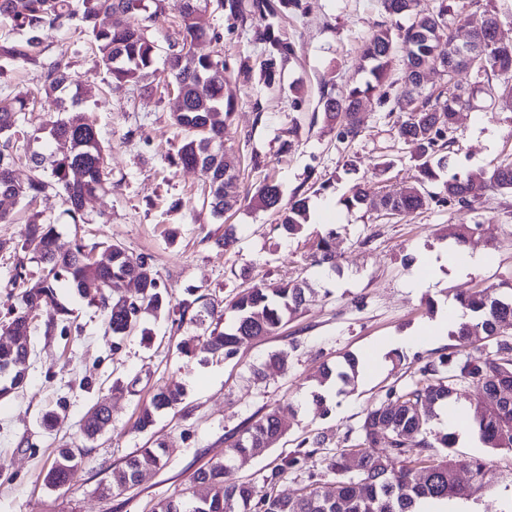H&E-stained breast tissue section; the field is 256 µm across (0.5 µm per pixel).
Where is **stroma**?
Here are the masks:
<instances>
[{
    "label": "stroma",
    "instance_id": "stroma-1",
    "mask_svg": "<svg viewBox=\"0 0 512 512\" xmlns=\"http://www.w3.org/2000/svg\"><path fill=\"white\" fill-rule=\"evenodd\" d=\"M254 2L239 0L233 14L218 9L217 0H199L222 38L202 39L193 52L222 53L226 87L235 98L224 150L237 160L242 189L255 190L274 176L284 200L308 197L310 209L326 208L325 217L310 218L297 238L282 236L274 215L256 207L245 205L216 219L200 193L202 173L175 163L181 134L171 115L177 95L147 97L136 87L111 84L107 70L57 30L46 32L44 42L50 53H72L73 71L87 88L82 107L99 133L112 189L86 200V222L77 227L60 198L49 197L39 208L55 222L59 250L71 249L80 236L95 245L99 260L108 243L147 257L174 304L191 292L228 301L249 280L306 278L319 296L277 334L245 342L235 358L220 361L202 349L190 358L181 354L182 342L206 330L175 326L164 312L144 316L120 350H113L103 311L67 283H57L67 321L54 322L53 311H41L26 386L0 399V512H153L169 496L203 495L205 487L191 481L193 472L222 458L225 435L265 406L279 408L287 432L274 447L236 465L231 479L262 485L282 457L320 432L330 440L308 465L324 471L325 458L338 452L344 435L358 436L365 410L384 402L389 386L411 383L415 370L452 350V336L426 337L422 330L457 294L512 286L510 193L486 191L472 211L433 204L399 222L342 203L353 184L374 196L394 194L415 174L414 149L398 138L389 117L402 87L400 57H393L384 85L365 99L354 141H337L339 124L325 119L322 103L323 93L337 96L365 82L361 46L374 29L407 28L410 16L389 15L381 0H293L286 8L280 0H265L262 11ZM269 25L294 48L270 86L259 76L265 56L260 34ZM448 137L453 171L478 173L512 161V108L478 95ZM463 221L488 226L472 246L490 252L491 264L464 274L443 269L434 288L416 292L410 282L419 255L450 248L447 228ZM228 226L237 242L226 250L215 241ZM23 230L20 223L0 224V321L23 307L10 281ZM329 231L340 266L336 274L318 271L308 260L312 241ZM409 336L414 342L403 349L405 365L384 359L342 393L330 394V414L317 413L312 394L323 363L348 352L362 356ZM279 351L287 355L285 372L255 381L253 368ZM173 383L184 386L183 402L159 414L151 429L137 430L140 407ZM100 404L112 418L90 441L81 421ZM50 410L58 420L48 428L43 416ZM158 442L166 448L163 468L144 473L121 492L100 495L98 485L115 467ZM66 446L87 448L85 466L70 486L50 488L45 473L57 449ZM455 451L462 458L485 457L495 475L491 490L466 500L469 512H512V451L484 447L472 432L458 436Z\"/></svg>",
    "mask_w": 512,
    "mask_h": 512
}]
</instances>
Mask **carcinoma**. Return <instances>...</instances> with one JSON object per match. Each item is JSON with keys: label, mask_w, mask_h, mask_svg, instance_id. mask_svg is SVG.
<instances>
[{"label": "carcinoma", "mask_w": 512, "mask_h": 512, "mask_svg": "<svg viewBox=\"0 0 512 512\" xmlns=\"http://www.w3.org/2000/svg\"><path fill=\"white\" fill-rule=\"evenodd\" d=\"M383 6L392 15H411L412 23L399 33L386 26L374 30L362 46L369 80L348 87L338 97H323L326 118L335 119L340 113L348 117L339 127L338 141L355 140L360 133L356 109L364 97L384 84L394 49L402 44L404 89L396 98L395 127L399 138L415 145L417 174L409 193L387 194L377 206L395 219L426 209L433 202L471 210L488 188L512 193V161L479 174H450L443 182L441 196L426 191V184L438 180L448 168L447 133L453 125V113L471 105L474 91L455 84L443 98L422 92L423 75L433 68L448 75L467 68L488 77L512 73V47L491 45L489 34L481 30L473 35L475 53L466 56L443 22L451 5L440 6L436 14L415 11V0H383ZM176 9L179 29L168 41L165 64L182 101L181 111L173 114V124L183 134L177 164L204 174L208 182L204 201L215 217L221 219L224 212L248 201L276 212L275 229L282 235H301L308 221V198L295 197L285 204L279 185L267 179L252 195L240 190L235 166L224 154L226 120L234 111L233 99L224 90V59L219 54L196 56L191 52L193 43L209 34L197 0H176ZM117 12L138 14L140 22L113 28L99 24L101 15ZM164 12L165 0H0V30L5 31L0 38V74L19 67L41 68L45 102L54 112L44 124L29 130L27 103L0 96V197L31 205L53 191L66 205L65 214L72 223L84 222L85 201L112 182L97 129L81 108L84 83L72 74L67 52L47 53L41 33L47 28L74 30L89 40L95 64L104 66L113 81L140 85L151 92L161 86L162 80L155 68L158 45L149 30ZM262 40L268 45L264 69L270 81L277 60L292 55L293 48L275 34L271 25L264 30ZM21 142L40 144V149L25 153L30 174L24 182L15 176ZM367 202L368 194L359 183L343 199L348 208ZM481 228L480 224H452L448 238L459 247L466 246ZM55 238L53 221L40 212L29 218L20 250L43 264V274L37 279L30 277L24 258L18 259L11 282L22 288L23 310L9 317L5 323L8 332L31 335L32 313L40 309L67 314L55 296L54 283L61 279L69 282L81 298L103 308L116 350L118 340L132 332L143 315L169 308L146 257H134L120 245L110 244L107 260L98 261L93 258L96 245L79 240L71 250L61 253ZM310 250L313 264L338 267L331 236L318 238ZM119 281H128L134 288L116 296L108 293ZM314 295L303 280L247 286L224 307L201 294L173 308L174 322L180 327L213 321L204 345L213 356L229 360L244 341L276 334L313 301ZM499 295L501 292L490 286L457 298L471 318L453 333L456 350L421 366L411 385L390 387L386 402L366 410L360 425L363 443L342 448L326 459L325 470L338 476L336 483L316 479L303 494L288 497L267 492L260 495L250 482L226 480L230 467L275 446L285 435L278 411L269 409L255 413L225 437L224 458L193 473L192 481L207 486L211 494L161 500L154 512H418L425 501L466 499L491 487L490 466L485 459L460 460L453 451L455 434L446 432L430 439L427 430L439 407L454 396L456 384L466 382L477 388L472 423L480 441L489 448L512 449V308L498 307ZM474 341H483L493 350L484 359L474 360L462 353ZM29 358L27 341L12 347L0 345V374L7 376L0 379L1 398L25 385ZM356 367L353 357L346 359L344 369L325 365L320 383L347 385ZM284 370V356L274 352L254 375L264 380L268 372ZM184 396L179 385L156 392L141 407L136 428L142 431L152 426L158 412L177 406ZM110 419L106 407L86 413L83 435L95 438ZM327 441L325 434L303 439L292 454L264 476V484L272 487L285 473L303 469ZM165 456L166 449L160 445L140 449L113 470L98 490L109 494L134 485L143 472L162 468ZM84 458L85 453L77 448L58 449L45 476L47 484L53 488L70 484ZM460 467L470 474L467 486L457 478Z\"/></svg>", "instance_id": "obj_1"}]
</instances>
